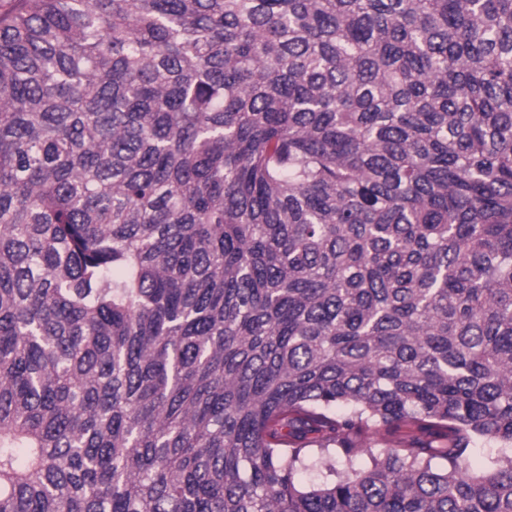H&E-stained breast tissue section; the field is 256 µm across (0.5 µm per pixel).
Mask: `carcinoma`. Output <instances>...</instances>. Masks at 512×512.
Masks as SVG:
<instances>
[{"label": "carcinoma", "mask_w": 512, "mask_h": 512, "mask_svg": "<svg viewBox=\"0 0 512 512\" xmlns=\"http://www.w3.org/2000/svg\"><path fill=\"white\" fill-rule=\"evenodd\" d=\"M0 512H512V0H0Z\"/></svg>", "instance_id": "carcinoma-1"}]
</instances>
